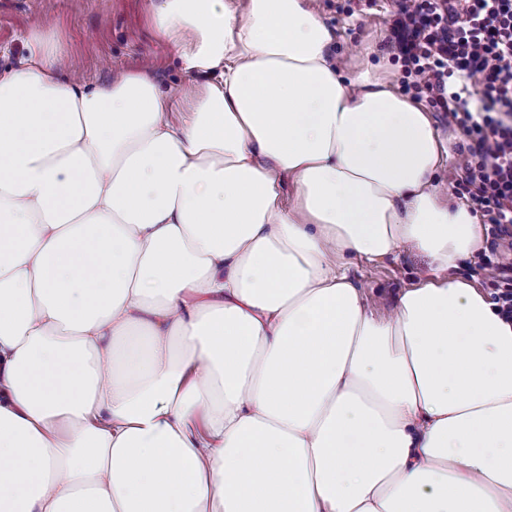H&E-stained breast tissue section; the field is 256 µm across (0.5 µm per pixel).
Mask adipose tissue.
Returning a JSON list of instances; mask_svg holds the SVG:
<instances>
[{
    "label": "adipose tissue",
    "mask_w": 512,
    "mask_h": 512,
    "mask_svg": "<svg viewBox=\"0 0 512 512\" xmlns=\"http://www.w3.org/2000/svg\"><path fill=\"white\" fill-rule=\"evenodd\" d=\"M192 84L0 68V512H512V322L422 108L306 0H152ZM410 249L373 311L347 269Z\"/></svg>",
    "instance_id": "ef3b65f1"
}]
</instances>
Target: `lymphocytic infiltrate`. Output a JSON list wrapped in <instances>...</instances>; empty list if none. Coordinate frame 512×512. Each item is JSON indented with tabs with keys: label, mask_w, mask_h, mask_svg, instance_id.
Wrapping results in <instances>:
<instances>
[{
	"label": "lymphocytic infiltrate",
	"mask_w": 512,
	"mask_h": 512,
	"mask_svg": "<svg viewBox=\"0 0 512 512\" xmlns=\"http://www.w3.org/2000/svg\"><path fill=\"white\" fill-rule=\"evenodd\" d=\"M387 44L464 138L460 183L512 236V0H394Z\"/></svg>",
	"instance_id": "f902f5d3"
}]
</instances>
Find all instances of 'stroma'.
Listing matches in <instances>:
<instances>
[{
	"label": "stroma",
	"instance_id": "obj_1",
	"mask_svg": "<svg viewBox=\"0 0 512 512\" xmlns=\"http://www.w3.org/2000/svg\"><path fill=\"white\" fill-rule=\"evenodd\" d=\"M334 34L330 58L345 79L370 71L402 90L400 61L384 43L392 22L390 0H309ZM149 0H0V67L17 65L21 37L36 24L59 27L70 42L73 64L92 83L151 59L153 72L166 88L187 84L174 56L154 35ZM420 252L402 250L380 263L355 262L348 273L367 294L371 308L384 311L428 267Z\"/></svg>",
	"mask_w": 512,
	"mask_h": 512
}]
</instances>
